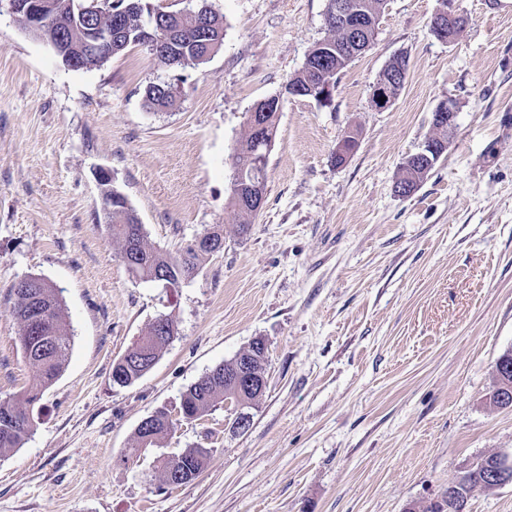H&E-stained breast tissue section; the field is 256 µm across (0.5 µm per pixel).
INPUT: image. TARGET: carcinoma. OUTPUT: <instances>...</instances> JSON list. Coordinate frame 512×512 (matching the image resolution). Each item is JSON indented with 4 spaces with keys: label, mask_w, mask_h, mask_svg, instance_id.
<instances>
[{
    "label": "carcinoma",
    "mask_w": 512,
    "mask_h": 512,
    "mask_svg": "<svg viewBox=\"0 0 512 512\" xmlns=\"http://www.w3.org/2000/svg\"><path fill=\"white\" fill-rule=\"evenodd\" d=\"M128 12L131 19L132 32L128 35V42L122 48L112 51V54H103L101 58L92 62L94 66L105 64L111 56H117L130 47H136L135 29L139 28V11L143 10L141 0H127ZM197 10L204 16L209 24L208 35L198 39L194 29L187 22L171 17L169 26L180 28L173 47L166 55H159L157 59L174 68L189 65H199L211 58L221 47L224 39V22L220 16L207 3L201 0ZM311 58L301 69L292 76L296 84L308 85L319 83L324 79L336 80V75L346 67L347 61L336 59V55L312 48ZM178 97V89L165 81H151L145 88V103L153 109L169 108L173 106ZM264 149L257 148L256 137L249 133L235 150L232 162L246 168V175L253 176L263 182L267 181L268 159L262 158ZM231 206L238 216L240 228L247 229L253 223L256 214L249 206H240L234 197H229ZM103 218L112 236L126 241L127 230L136 231L135 251L152 257V262L139 264L132 273L144 280H155L160 270H167L173 274L180 271H191L199 268L200 262L208 253H194L187 247H182L173 253L155 248L148 244L145 233L140 231V225L131 223L128 212L116 209L109 201V194H104ZM30 283L21 287L14 283L11 293L16 298L14 313L19 325L18 341L25 357L37 368V375L25 389L24 393L15 398H0V455L22 446L24 440L33 431V420L28 407L37 403L43 396L68 361L71 349V337L62 322V300L56 288L40 277H29ZM260 340H254L244 351L249 359V372L252 379L263 380L265 352L259 347ZM169 345V339L159 335L154 326H149L144 337L139 339L124 355L112 366L113 382L119 386L127 387L145 376L152 365L150 362L158 361L162 351ZM237 390V403L246 404L257 396V392L247 389L246 385L235 388L231 381L224 377V365L220 364L212 371L189 386L183 393L180 404L182 418L200 419L207 415L215 405L226 400V394ZM175 427V421L164 408L155 410L151 423L143 429L137 430V441L149 440L154 445L158 439L167 435ZM208 451L204 448H190L177 456L175 468L182 471L185 482L189 483L200 473ZM500 455L491 454L480 459V463L469 469L455 484L458 504H449L443 509L436 501L426 505L415 506V512H457V507L465 506L471 494L477 490L488 488L484 475L499 468Z\"/></svg>",
    "instance_id": "cac0c4a2"
}]
</instances>
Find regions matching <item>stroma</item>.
I'll list each match as a JSON object with an SVG mask.
<instances>
[{"label":"stroma","mask_w":512,"mask_h":512,"mask_svg":"<svg viewBox=\"0 0 512 512\" xmlns=\"http://www.w3.org/2000/svg\"><path fill=\"white\" fill-rule=\"evenodd\" d=\"M208 3L224 40L204 64L136 47L82 70L0 5V397L36 371L16 340L18 279L57 288L72 336L32 434L0 457V512H404L479 458L512 457V408L488 401L512 350V0H459L470 23L450 44L430 29L439 0H387L327 106L284 86L326 36L328 0ZM400 53L405 85L377 110L371 87ZM156 80L179 82L177 108H145ZM275 95L265 201L243 233L231 157ZM444 100L448 150L400 196ZM99 167L152 246L218 224L223 249L178 285L139 279L100 219ZM161 315L177 334L158 363L114 385V361ZM259 337L267 388L248 429L220 403L138 448L144 418L177 416L191 384ZM189 448L208 449L203 470L167 486L158 458Z\"/></svg>","instance_id":"stroma-1"}]
</instances>
